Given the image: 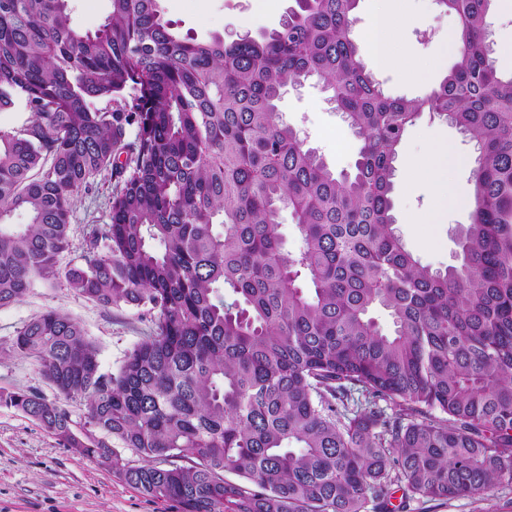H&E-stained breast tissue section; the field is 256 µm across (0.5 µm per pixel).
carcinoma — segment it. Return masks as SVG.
<instances>
[{
	"label": "carcinoma",
	"mask_w": 512,
	"mask_h": 512,
	"mask_svg": "<svg viewBox=\"0 0 512 512\" xmlns=\"http://www.w3.org/2000/svg\"><path fill=\"white\" fill-rule=\"evenodd\" d=\"M358 2L295 0L278 27L226 42L176 34L159 0H109L93 33L71 0H0V112H29L0 130V307L62 279L151 322L104 373L77 319L40 314L10 350L82 399L81 420L36 390L0 403L179 512H391L395 486L448 500L512 484V76L492 0H436L458 21L456 62L410 99L359 55ZM313 77L359 138L351 174L279 112ZM426 112L478 150L462 263L444 270L392 213L397 147ZM105 174L108 223L65 263L74 200ZM505 4L504 0L491 2L494 24L490 39L496 49V67L501 75L509 77L512 73V9Z\"/></svg>",
	"instance_id": "obj_1"
}]
</instances>
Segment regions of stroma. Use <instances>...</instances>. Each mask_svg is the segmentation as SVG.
<instances>
[{
	"label": "stroma",
	"mask_w": 512,
	"mask_h": 512,
	"mask_svg": "<svg viewBox=\"0 0 512 512\" xmlns=\"http://www.w3.org/2000/svg\"><path fill=\"white\" fill-rule=\"evenodd\" d=\"M160 5L175 31L205 39L213 35L230 38L246 29L255 35L271 30L294 0H279L266 12L255 11L251 0H160ZM408 7L412 19L401 31L398 48L419 66L416 79L382 68L371 55L365 32L381 9L379 0H359L354 36L365 64L385 91L412 98L436 86L454 64L455 55L446 46L457 21L452 14L440 12L435 0H409ZM490 13L496 67L507 77L512 75V8L504 0H493ZM279 109L284 121L299 129L307 146L316 149L332 171L353 172L357 137L328 102L321 83L311 79L299 89H287ZM439 142L463 160L462 166L447 174L448 191L457 202L434 223L417 224L414 216L430 208L431 198L424 185H410L408 162L430 155ZM475 156L474 141L438 116L422 115L402 137L395 163L393 214L406 248L422 264L444 269L460 262L457 229L471 221L466 201L473 190L470 166ZM112 189V183L102 178L95 194L75 199L72 255L81 253L88 225L107 223ZM50 309L61 310L84 325L101 348L100 363L106 373L117 371L126 352L150 327L148 317L137 309L107 310L60 285L34 288L22 302L0 307V394L37 389L48 399H57L34 359L5 349L18 329ZM393 502L403 505V512H512V484L496 486L480 500L460 497L406 503L397 496ZM0 512H178V507L172 501L142 495L108 467L65 448L23 412L0 405Z\"/></svg>",
	"instance_id": "stroma-1"
}]
</instances>
